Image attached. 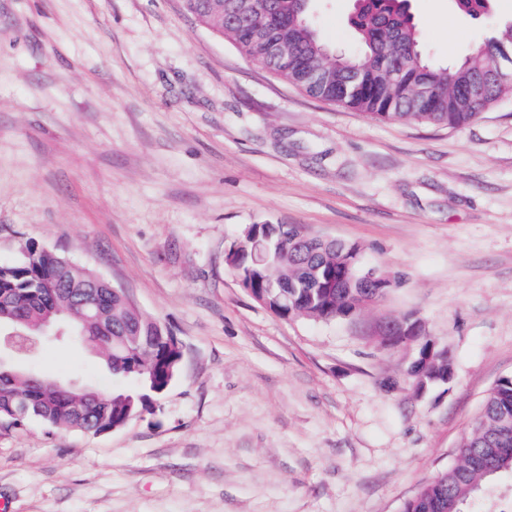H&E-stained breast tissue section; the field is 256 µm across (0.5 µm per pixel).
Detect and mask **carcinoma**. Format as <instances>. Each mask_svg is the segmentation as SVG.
Here are the masks:
<instances>
[{"label": "carcinoma", "instance_id": "cac0c4a2", "mask_svg": "<svg viewBox=\"0 0 512 512\" xmlns=\"http://www.w3.org/2000/svg\"><path fill=\"white\" fill-rule=\"evenodd\" d=\"M408 0H359L355 4L350 25L360 46L354 56L331 57L328 69L331 84L305 87L311 95L325 100L338 95V87L355 73L361 75L364 89L346 96L340 105L364 112L376 119L402 120L464 127L477 121L482 112L491 109L502 97L512 94V86L490 89L479 106L461 101L448 84V76L459 84L487 65V48L496 44L512 49V24L497 37L479 44L465 59L451 68L437 69L422 58L416 28L407 9ZM193 16L224 23L215 26L230 38L247 57L256 60L282 77L297 80L300 65L320 59L326 46L314 31L303 25L306 12L292 14V0H252L254 15L270 33L291 40L298 64L284 70L268 56L265 44L252 32L233 24L240 0H184ZM420 58V67L430 72L433 93L430 103L419 110L407 104L403 90L388 81L386 72L393 64L410 56ZM271 238L264 241L262 263L253 261L251 245L239 239L228 251L238 274L251 275V292L274 300L283 287H288L292 316L322 320L346 319L351 310H359L366 302L382 298L374 288L359 283L358 266L346 265L353 245L334 240H300L305 233L295 224H272ZM29 256L14 264L0 265V323L13 325L25 321L32 326L54 321L76 300V289L98 279V275L58 254L47 256L32 243ZM329 278L350 279V287L333 295L319 284ZM112 317V333L78 336L85 346L104 360L112 377L138 385L131 390L111 394L93 389L92 396L77 400L56 381L39 371L17 372L0 369V420L14 428H22L36 420L51 428H67L102 433L119 428L125 414L144 409L141 397L165 392L176 378L181 362L177 339L162 324L151 321L108 288L98 292V305L82 311L86 321L96 319L98 312ZM140 335H133L135 329ZM409 367L419 376L409 380L425 389L443 385L441 377L423 368L420 354H415ZM460 453L484 455L498 459L493 471L473 464H458L439 473L409 500L404 512H461L463 504L494 475L512 473V379L499 381L486 395L475 426L464 437Z\"/></svg>", "mask_w": 512, "mask_h": 512}]
</instances>
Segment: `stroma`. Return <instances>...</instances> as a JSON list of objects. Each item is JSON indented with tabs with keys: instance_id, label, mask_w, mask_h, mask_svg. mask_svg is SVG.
Wrapping results in <instances>:
<instances>
[{
	"instance_id": "obj_1",
	"label": "stroma",
	"mask_w": 512,
	"mask_h": 512,
	"mask_svg": "<svg viewBox=\"0 0 512 512\" xmlns=\"http://www.w3.org/2000/svg\"><path fill=\"white\" fill-rule=\"evenodd\" d=\"M354 0H311L331 49L356 54ZM436 67L512 22L409 0ZM249 224L354 243L398 287L354 320L284 318L225 263ZM90 268L167 327L179 374L121 428L0 426L9 512H403L457 461L512 378V98L463 128L379 120L247 58L183 0H0V263L29 243ZM420 319L454 368L418 392ZM121 389L65 345L22 360ZM467 512H512V474ZM399 331L401 334H394L392 336H385L386 340L391 345H399L402 343H406V339L408 336V343L415 344L417 347H422L427 345L429 348L430 356L433 354L435 349H438L439 353L443 357H449L448 351L445 348H440L437 341L429 336L425 329L423 328L422 322L419 320H412L409 322L408 326L399 325Z\"/></svg>"
}]
</instances>
